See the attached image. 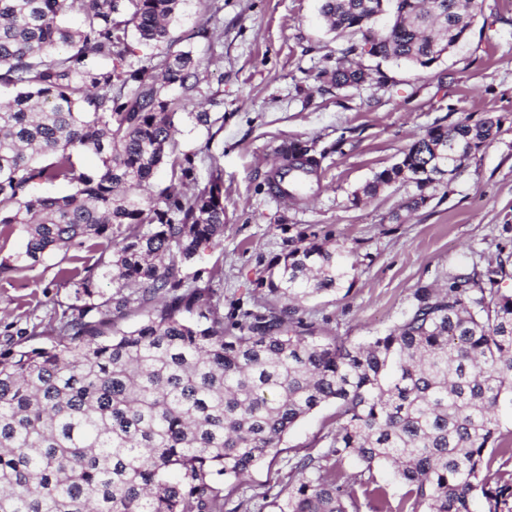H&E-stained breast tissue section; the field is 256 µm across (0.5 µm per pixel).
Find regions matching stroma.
<instances>
[{
  "label": "stroma",
  "instance_id": "obj_1",
  "mask_svg": "<svg viewBox=\"0 0 512 512\" xmlns=\"http://www.w3.org/2000/svg\"><path fill=\"white\" fill-rule=\"evenodd\" d=\"M322 0H185L172 24L177 48L201 62L191 111L220 99L224 129L181 124L177 139L197 151L201 175L224 173L223 256L200 263L222 268L213 285L234 304L266 302L258 282L272 259L298 233L329 239L347 252L343 287L302 302L300 314L316 335L361 343L392 329L423 286H440L462 269L495 265L512 243V0H484L467 38L433 67L416 69L368 54L360 36L330 32ZM357 44L353 64L382 70L374 80L335 88L324 74ZM499 119L496 135L473 153L450 183L426 190L411 208L412 184L396 183L373 196L353 193L390 168L428 127L471 118ZM315 143L325 154L309 196L282 204L268 176L283 147ZM210 152H201L203 144ZM98 252L61 250L22 272L0 275V345L27 322L48 319L70 290L62 268L94 265ZM336 425L323 406L294 427L279 451L242 482L225 485L231 504L277 512L289 462L315 451Z\"/></svg>",
  "mask_w": 512,
  "mask_h": 512
}]
</instances>
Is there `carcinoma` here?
<instances>
[{
  "mask_svg": "<svg viewBox=\"0 0 512 512\" xmlns=\"http://www.w3.org/2000/svg\"><path fill=\"white\" fill-rule=\"evenodd\" d=\"M184 0H0V236L16 225L25 249L0 275L52 251L100 252L94 266L59 271L73 301L54 303L46 346L0 350V512H242L222 484L239 481L289 430L326 404L336 428L325 450L301 456L279 512H512V443L497 412L512 405V253L483 271L421 287L383 336L352 344L319 338L299 315L306 298L334 292L347 256L316 235L288 240L261 284L274 305L244 309L224 328L221 259L198 264L224 237V178L200 177L224 116L188 112L199 63L171 50ZM483 0H322L329 29L372 40L383 60L433 66L464 39ZM166 45L157 62L129 60V32ZM350 46L324 73L341 89L370 74ZM208 130L186 150L177 124ZM491 117L432 126L400 161L362 188L397 182L425 202L450 182L457 152L496 133ZM97 155L87 168L80 154ZM324 154L291 145L288 169H318ZM164 170L168 185L151 191ZM62 183L72 192L36 195ZM109 280L112 294L100 291ZM134 311L136 326L117 321ZM332 465H327L328 461ZM355 462L352 477L343 469ZM393 469L401 492L377 477Z\"/></svg>",
  "mask_w": 512,
  "mask_h": 512,
  "instance_id": "obj_1",
  "label": "carcinoma"
}]
</instances>
